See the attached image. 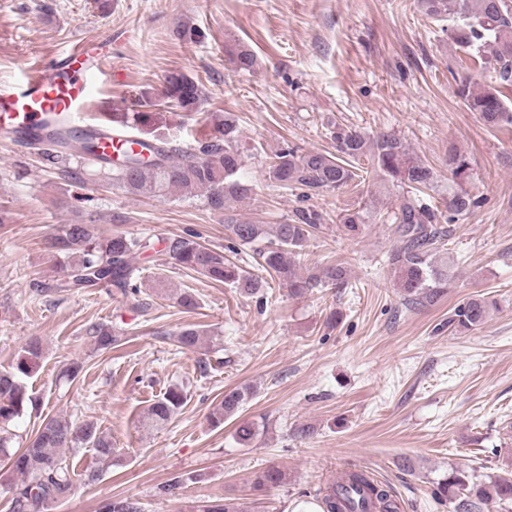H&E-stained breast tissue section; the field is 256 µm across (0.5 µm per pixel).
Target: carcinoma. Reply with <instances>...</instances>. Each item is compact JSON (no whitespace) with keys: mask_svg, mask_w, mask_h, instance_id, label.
<instances>
[{"mask_svg":"<svg viewBox=\"0 0 512 512\" xmlns=\"http://www.w3.org/2000/svg\"><path fill=\"white\" fill-rule=\"evenodd\" d=\"M425 14L431 17H457L462 24L449 30L453 43L471 60L496 73L500 83L512 86V0H420ZM458 96L467 109L478 114L488 127L512 126V109L497 88L476 89L469 77L459 81ZM165 97L173 106L186 112H197L203 102L202 85L181 71L165 78ZM141 108L112 113V123L137 130L147 141L142 150H127L114 162L96 155L97 144L92 135L59 134L56 144L44 149L41 164L46 170L62 175L81 176L80 168H96L99 179L128 192L166 199L174 192L182 198L202 197L205 207L224 214L230 239L239 246L254 250L258 265L267 276L253 274L224 257V253L206 248L190 238H178L169 252L183 268L204 277L228 284L247 298H262L270 280L288 286L291 295L302 297L315 288H345L347 270L343 263L316 266L303 272L296 268L311 232L320 227L321 216L314 210L301 211L284 224L269 228L266 224L240 222L226 214L228 200H244L253 193V185L241 171L242 156L237 148L238 122L231 112L214 116L211 133L203 141L183 147L153 130V106L148 95L142 96ZM335 152L308 151L297 154L285 149L275 155L267 167V180L279 189L307 188L336 190L353 182L358 174L355 163L367 157L373 174L383 180L405 185L411 195L400 200L394 213L392 232L398 244L388 254L404 303L410 307L431 305L456 279L457 262L448 256L449 223L465 219L481 204V199L466 192L454 193L448 200V217L440 216L423 202L419 193L433 184L431 167L413 158L403 141L392 133L368 137L351 126L334 125L329 129ZM448 169L453 179L462 182L469 177V162L457 151L448 155ZM363 212L347 211L338 224L348 238H357L365 230ZM53 248L66 270V279L56 284L60 291L114 286L121 292L138 291V269L134 255L151 248L150 242L120 232L110 236L95 233L91 224H65L54 235ZM176 303L187 312L198 306L194 290L176 294ZM489 313V302L471 298L454 309L448 327L454 331H470L482 326ZM94 349L108 352L120 342L119 333L104 323L87 329ZM203 331L186 325L173 333L180 349L199 347ZM43 357L38 338L29 339L16 354L14 364L0 370V456L6 457L21 479L8 488V512H49L52 505L72 495L77 485L97 481V469L78 471V453L91 447L99 456L112 457V442L92 420L75 422L64 416H46L41 420L25 448H14L16 429L34 397L25 379ZM255 395L252 386L244 385L224 391V399L211 413L218 426L238 415L243 405ZM187 394L180 386L168 388L161 398L150 404L142 416L148 430L165 427L183 406ZM259 432L255 423L241 421L235 430L237 442L251 445ZM284 483L283 472L270 466L253 479V489L264 492ZM435 496L455 504L456 512H491V507L512 506V473L494 475L484 481L476 475L451 471L437 483ZM315 500L322 512H398L399 507L390 486L373 479L364 471L345 474L342 481L328 483L316 490ZM103 512H142L140 502L117 499Z\"/></svg>","mask_w":512,"mask_h":512,"instance_id":"1","label":"carcinoma"}]
</instances>
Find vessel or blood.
<instances>
[{
  "label": "vessel or blood",
  "mask_w": 512,
  "mask_h": 512,
  "mask_svg": "<svg viewBox=\"0 0 512 512\" xmlns=\"http://www.w3.org/2000/svg\"><path fill=\"white\" fill-rule=\"evenodd\" d=\"M106 54V48L82 39L64 54L45 58L23 79L0 83V129L13 131L28 149L39 151L49 134L81 128ZM133 142V136L106 127L98 146L101 154L114 158Z\"/></svg>",
  "instance_id": "1"
}]
</instances>
